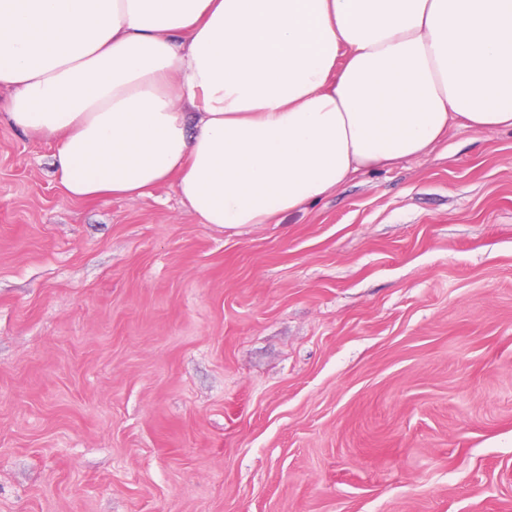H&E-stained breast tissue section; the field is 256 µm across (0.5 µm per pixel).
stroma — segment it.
<instances>
[{
  "label": "stroma",
  "instance_id": "stroma-1",
  "mask_svg": "<svg viewBox=\"0 0 512 512\" xmlns=\"http://www.w3.org/2000/svg\"><path fill=\"white\" fill-rule=\"evenodd\" d=\"M0 89V512H512V129L280 223L77 201Z\"/></svg>",
  "mask_w": 512,
  "mask_h": 512
}]
</instances>
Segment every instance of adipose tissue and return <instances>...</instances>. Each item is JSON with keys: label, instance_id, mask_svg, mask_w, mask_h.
<instances>
[{"label": "adipose tissue", "instance_id": "obj_1", "mask_svg": "<svg viewBox=\"0 0 512 512\" xmlns=\"http://www.w3.org/2000/svg\"><path fill=\"white\" fill-rule=\"evenodd\" d=\"M9 118L67 196L274 224L451 122L512 128V0H0Z\"/></svg>", "mask_w": 512, "mask_h": 512}]
</instances>
